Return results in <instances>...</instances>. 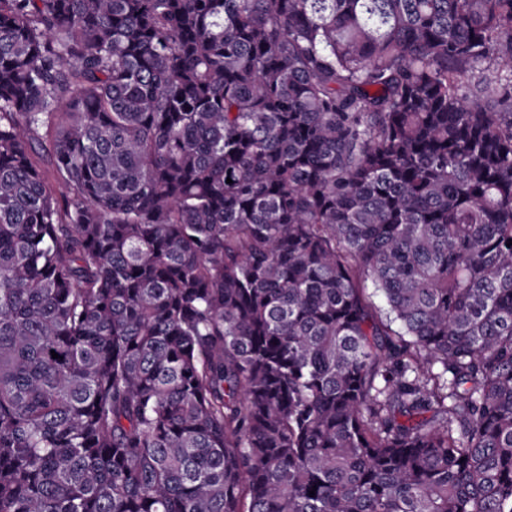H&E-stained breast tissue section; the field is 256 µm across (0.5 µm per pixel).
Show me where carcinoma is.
<instances>
[{
    "label": "carcinoma",
    "mask_w": 512,
    "mask_h": 512,
    "mask_svg": "<svg viewBox=\"0 0 512 512\" xmlns=\"http://www.w3.org/2000/svg\"><path fill=\"white\" fill-rule=\"evenodd\" d=\"M510 61L512 0H0V512H512Z\"/></svg>",
    "instance_id": "obj_1"
}]
</instances>
